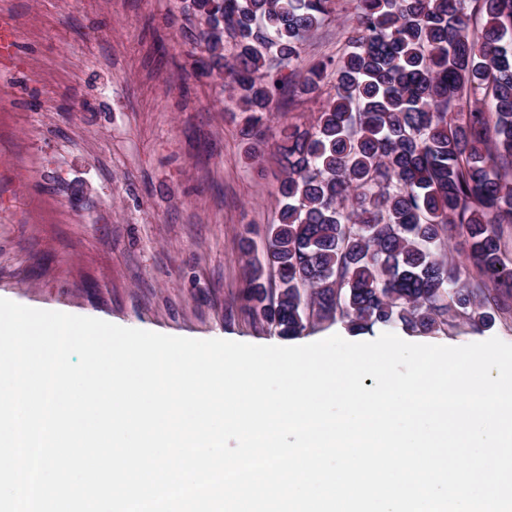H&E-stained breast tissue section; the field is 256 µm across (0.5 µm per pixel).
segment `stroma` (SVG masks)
<instances>
[{
    "label": "stroma",
    "mask_w": 512,
    "mask_h": 512,
    "mask_svg": "<svg viewBox=\"0 0 512 512\" xmlns=\"http://www.w3.org/2000/svg\"><path fill=\"white\" fill-rule=\"evenodd\" d=\"M355 5L334 0L298 69L342 55ZM1 20L19 59L0 70V298L199 340L382 334L316 321L286 338L245 311V266L264 260L282 166L271 148L249 164L219 80L191 67L201 25L176 0H0ZM321 105L282 100L268 138L309 127ZM493 337L512 344V319L423 341Z\"/></svg>",
    "instance_id": "stroma-1"
}]
</instances>
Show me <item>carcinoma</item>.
I'll list each match as a JSON object with an SVG mask.
<instances>
[{"label": "carcinoma", "mask_w": 512, "mask_h": 512, "mask_svg": "<svg viewBox=\"0 0 512 512\" xmlns=\"http://www.w3.org/2000/svg\"><path fill=\"white\" fill-rule=\"evenodd\" d=\"M206 18L194 67L234 94L232 116L261 161L277 95L333 96L307 129L286 127L277 223L249 272L253 317L297 336L306 323L352 332L479 329L512 316V0H357L346 50L301 72L306 37L333 0H179ZM484 18L481 35L469 16ZM233 54H224L225 44ZM461 232L484 279L461 284L436 251Z\"/></svg>", "instance_id": "1"}]
</instances>
